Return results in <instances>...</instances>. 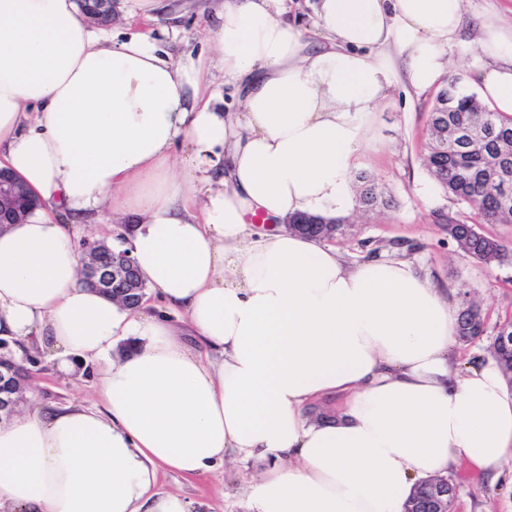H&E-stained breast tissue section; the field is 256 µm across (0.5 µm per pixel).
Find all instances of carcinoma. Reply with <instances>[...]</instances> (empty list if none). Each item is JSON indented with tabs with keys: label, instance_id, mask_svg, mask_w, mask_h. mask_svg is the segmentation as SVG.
<instances>
[{
	"label": "carcinoma",
	"instance_id": "carcinoma-1",
	"mask_svg": "<svg viewBox=\"0 0 512 512\" xmlns=\"http://www.w3.org/2000/svg\"><path fill=\"white\" fill-rule=\"evenodd\" d=\"M448 94L438 93L430 115V122L446 124L448 134L438 132L430 139L422 162L435 184L456 200L470 205L475 222H463L452 213L446 214L444 230L448 240L472 259L486 266L512 263V248L498 238L479 231L480 224H512V189L505 192L489 185L494 160L505 155L512 160V116L493 112L475 95L463 92L456 80L447 86ZM456 129L469 131L471 143L467 144L453 135ZM358 194L375 192L377 200L371 205L376 209L388 203L376 178L360 174ZM298 225L289 230L324 240L322 225L311 223V216H296ZM136 288H114L110 298L131 312L140 309L147 284L140 272H134ZM458 337L470 341L482 335L484 321L479 306L470 304L457 312ZM495 360L512 382V347L503 349L492 346Z\"/></svg>",
	"mask_w": 512,
	"mask_h": 512
}]
</instances>
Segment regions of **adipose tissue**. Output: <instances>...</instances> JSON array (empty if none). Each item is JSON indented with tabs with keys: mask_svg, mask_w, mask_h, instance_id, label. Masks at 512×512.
Listing matches in <instances>:
<instances>
[{
	"mask_svg": "<svg viewBox=\"0 0 512 512\" xmlns=\"http://www.w3.org/2000/svg\"><path fill=\"white\" fill-rule=\"evenodd\" d=\"M463 0H319L322 44L285 0H223L210 39L240 109L201 62L114 41L79 0H0V161L42 206L0 228V337L60 371L95 368L94 406L0 423V512H192L151 487L262 462L252 512H403L468 463L498 481L512 391L496 361L455 370L457 313L409 263L246 221L352 211L362 120L404 59L512 115V24L460 37ZM132 215L129 252L166 310L133 315L82 285L72 231ZM128 340L122 354L118 341ZM340 397L338 417L304 408Z\"/></svg>",
	"mask_w": 512,
	"mask_h": 512,
	"instance_id": "1",
	"label": "adipose tissue"
}]
</instances>
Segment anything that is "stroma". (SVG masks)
<instances>
[{"instance_id": "35a3bbf8", "label": "stroma", "mask_w": 512, "mask_h": 512, "mask_svg": "<svg viewBox=\"0 0 512 512\" xmlns=\"http://www.w3.org/2000/svg\"><path fill=\"white\" fill-rule=\"evenodd\" d=\"M219 2L160 0L159 18L153 21L131 14L127 0H119L112 31L122 39L132 34L154 39L177 60L190 56L205 61L213 54L206 28L215 24ZM434 95V90L416 91L406 78H399L389 100L365 121V147L357 169L375 175L393 204L372 212L353 208L349 224L331 245L353 262L412 263L432 287L447 290L452 308L478 303L486 315L485 334L470 343L454 342L449 349L452 363L463 371L489 359L499 323L512 319V264L489 268L464 256L435 222L438 212L452 211L465 220L471 209L445 194L420 161L430 138ZM27 368L33 402L57 407L93 404V366H86L76 381L40 353ZM263 469V464L249 462L185 476L162 468L153 490L181 493L195 512H250L249 488ZM450 477L457 487L453 512H512L511 482H490L466 464L456 467Z\"/></svg>"}]
</instances>
